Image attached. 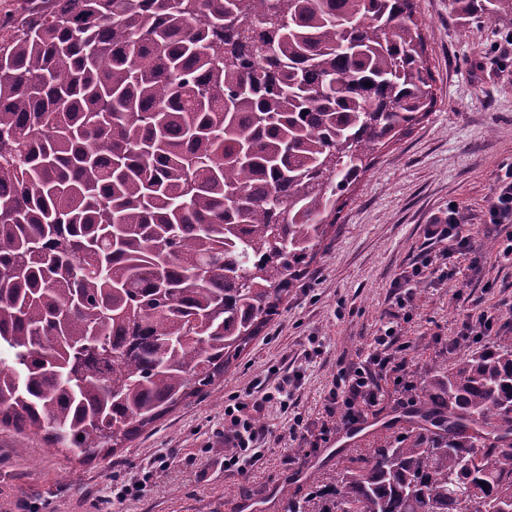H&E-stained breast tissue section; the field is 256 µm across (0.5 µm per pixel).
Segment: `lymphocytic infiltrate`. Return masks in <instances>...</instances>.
Listing matches in <instances>:
<instances>
[{
    "mask_svg": "<svg viewBox=\"0 0 512 512\" xmlns=\"http://www.w3.org/2000/svg\"><path fill=\"white\" fill-rule=\"evenodd\" d=\"M485 229L499 244V255L512 262V163L503 165L496 188L485 210ZM425 236L437 244L435 253L421 258L402 270L392 282L393 305L389 320L375 336L369 351L359 361L341 365L328 391L325 413L345 425L356 423L366 407L378 404L383 395L381 379L388 373L403 371L397 353L406 349L400 341L402 325L412 314L411 294L406 285L416 282L434 288L460 274V260H467L472 275L482 272L481 255L473 237L456 208H449L443 222L425 227ZM295 378L279 371L273 386L255 384L245 392L230 395L224 406V470L244 474L263 459L273 431L263 418L270 410L287 411L293 402ZM171 465L169 455H152L146 466L127 481L113 484L112 498L118 502L138 500L153 489L159 472Z\"/></svg>",
    "mask_w": 512,
    "mask_h": 512,
    "instance_id": "f902f5d3",
    "label": "lymphocytic infiltrate"
}]
</instances>
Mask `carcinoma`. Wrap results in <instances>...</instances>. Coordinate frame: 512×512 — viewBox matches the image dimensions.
Segmentation results:
<instances>
[{"label": "carcinoma", "instance_id": "1", "mask_svg": "<svg viewBox=\"0 0 512 512\" xmlns=\"http://www.w3.org/2000/svg\"><path fill=\"white\" fill-rule=\"evenodd\" d=\"M44 2L0 25V426L88 460L235 365L434 76L414 0ZM416 398L283 512L512 499V343Z\"/></svg>", "mask_w": 512, "mask_h": 512}]
</instances>
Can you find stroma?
<instances>
[{"label": "stroma", "instance_id": "stroma-1", "mask_svg": "<svg viewBox=\"0 0 512 512\" xmlns=\"http://www.w3.org/2000/svg\"><path fill=\"white\" fill-rule=\"evenodd\" d=\"M435 77V105L413 132L376 153L372 167L344 196L340 219L314 262L284 298L275 316L242 353L235 368L208 394L189 399L129 442L116 455L81 463L49 448L42 436L20 439L0 427V512H249L253 499L303 493L314 468L336 469V448L325 444L302 457L296 479L282 459L290 441L266 449L253 471L225 473L224 403L230 394L265 379L270 366L301 369L294 410L315 422L338 361L363 356L391 311L390 284L422 251L425 227L456 205L471 224L482 254V275L463 272L436 288L412 284L413 318L404 324L408 378L418 382L440 367L476 352L458 331L473 305L492 311L512 303V264L500 259L484 234L485 205L501 164L512 162V14L481 24L452 13L449 0H414ZM492 281L491 290L483 282ZM318 349L305 360L304 353ZM384 400L368 410L372 434L356 444L402 432L407 408L396 404L392 381ZM25 455H17L18 444ZM157 452L171 454L144 498L112 501V480L136 471Z\"/></svg>", "mask_w": 512, "mask_h": 512}]
</instances>
